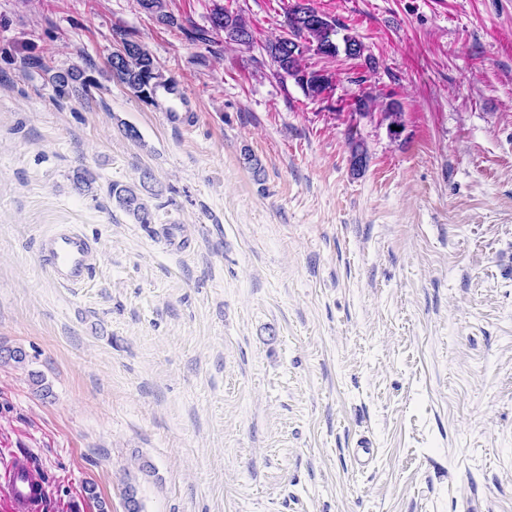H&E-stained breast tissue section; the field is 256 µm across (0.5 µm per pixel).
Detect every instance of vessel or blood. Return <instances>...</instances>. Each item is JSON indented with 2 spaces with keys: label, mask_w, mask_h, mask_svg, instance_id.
Returning a JSON list of instances; mask_svg holds the SVG:
<instances>
[{
  "label": "vessel or blood",
  "mask_w": 512,
  "mask_h": 512,
  "mask_svg": "<svg viewBox=\"0 0 512 512\" xmlns=\"http://www.w3.org/2000/svg\"><path fill=\"white\" fill-rule=\"evenodd\" d=\"M38 247L46 272L61 287H81L95 271L94 249L76 225H54L40 238ZM8 486L16 512H37L41 487L31 485L16 473L12 474Z\"/></svg>",
  "instance_id": "obj_1"
}]
</instances>
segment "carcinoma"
<instances>
[{"instance_id":"obj_1","label":"carcinoma","mask_w":512,"mask_h":512,"mask_svg":"<svg viewBox=\"0 0 512 512\" xmlns=\"http://www.w3.org/2000/svg\"><path fill=\"white\" fill-rule=\"evenodd\" d=\"M138 3L159 22L174 23L172 15L167 12L166 0H138ZM210 23L213 29L224 32L226 43L249 46L253 42L250 26L239 14L232 15L224 8L217 7L210 16ZM286 26L288 36L267 44L265 51L277 71L292 77L305 94L312 98H319L330 89V81L327 76L316 71L309 72L302 66L305 52L313 50L326 57H335L342 51L350 58H358L364 53L363 43L349 33L342 36V43H336L334 36L338 35L340 29L336 20L312 8L307 0H295L288 10ZM109 70L113 77L128 85L143 99L150 97L153 81L160 77L151 53L133 41L129 42V48L117 63L109 64ZM50 80L60 97L78 87L87 94L90 87L94 86V81L79 68L56 72ZM350 156L353 169L360 171L366 167L368 152L362 141L350 139ZM111 193L118 205L138 223H151L149 209L137 189L115 183Z\"/></svg>"}]
</instances>
